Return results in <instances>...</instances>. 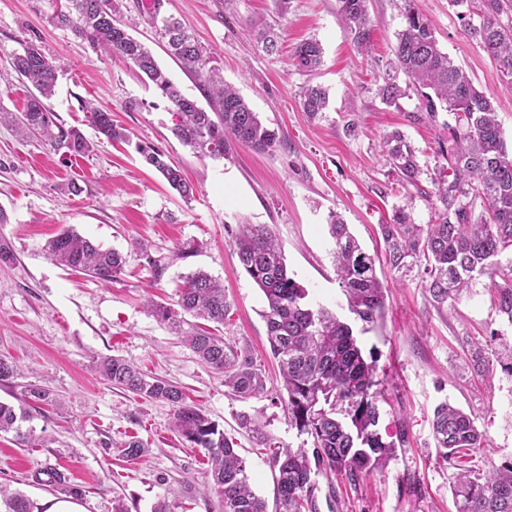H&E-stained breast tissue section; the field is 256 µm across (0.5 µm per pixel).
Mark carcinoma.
<instances>
[{"label":"carcinoma","mask_w":512,"mask_h":512,"mask_svg":"<svg viewBox=\"0 0 512 512\" xmlns=\"http://www.w3.org/2000/svg\"><path fill=\"white\" fill-rule=\"evenodd\" d=\"M354 47L370 52V0H337ZM404 26L396 33L389 70L378 85V96L388 106L415 93L420 101L417 122H435L445 111L448 136L437 142L436 166L426 194L434 222L417 224L405 206L394 209L390 222L379 225L383 253L371 254L350 233L348 225L333 213L328 233L334 240L336 281L349 310L365 324L374 323L385 307L384 284L377 264L407 277L417 273L428 304L452 308L480 279L490 281L495 310L512 324V262L502 264L501 255L512 251V150L508 149L497 121L493 98L479 90L448 53L441 50L430 21L404 0ZM464 22V30L495 62L503 77L512 80V0H448ZM161 0H154L150 21L164 42L167 53L198 81L210 110L185 95L151 50L117 22L119 0H65L53 14V22L70 30L93 50L117 53L130 60L152 84L174 116L172 135L199 157L220 160L235 143L265 152L279 141L277 131L265 126L249 103L224 83L215 58L175 17L161 15ZM479 22H473V17ZM257 43L275 54L280 35L265 21L252 23ZM322 47L315 39L301 42L293 52V64L312 72L322 62ZM11 71L0 72V82L17 79L32 87L24 111L11 113L0 106V120L9 118L17 134L35 137L54 151L71 155L91 153L96 143L79 128L63 124L45 101L55 93L61 64L47 59L40 47L25 42L14 53ZM404 83H399L400 77ZM329 95L321 86L301 92V108L315 118L327 109ZM79 109L98 134L112 143L128 142V130L114 122L112 113L91 101L78 99ZM388 163L401 187L419 186L424 173L411 144L399 131L383 139ZM144 161L153 167L178 194L189 200L193 187L182 170L168 163L159 149L138 147ZM233 245L240 265L265 298L261 316L266 324L270 352L277 360L288 422L306 439L296 448L277 447L271 454L275 471V512H317V477L329 489L335 482L355 487L396 456L406 443L404 429L388 441L380 429L378 398L382 385L377 378L378 359L365 352L353 327L335 312L308 300V290L288 273L281 246L268 224H242ZM57 263L78 269L102 284L123 272L125 257L104 249L72 230H64L47 244ZM156 319L167 325L192 347L211 369L224 374V387L244 400L268 393L267 377L245 346H239L203 329H184L185 316L217 325L229 319L231 304L224 286L198 271L182 278L175 306L148 302ZM499 333L474 337L468 342L465 367L483 377L494 366L512 377V344L497 348ZM97 367L110 383L139 398L168 403L174 429L196 448L205 450L207 484L219 499L222 512H268L264 499L251 489L246 462L235 449L233 438L219 430L203 411L187 401L183 390L159 377H149L119 356L106 357ZM24 411L0 402V433H13L24 445L32 434L23 431ZM238 425L259 446L272 447L265 425L247 414ZM436 447L441 457L457 469L452 494L456 512H512V456L484 470L473 463L470 451L482 445L483 434L471 415L447 402L436 406L432 421ZM149 448L132 438L124 443L122 456L137 462ZM32 479L65 494L82 496L81 486L65 473L44 465ZM27 496L0 486V512H37Z\"/></svg>","instance_id":"obj_1"}]
</instances>
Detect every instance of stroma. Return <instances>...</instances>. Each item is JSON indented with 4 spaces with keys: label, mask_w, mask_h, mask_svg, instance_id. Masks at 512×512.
I'll list each match as a JSON object with an SVG mask.
<instances>
[{
    "label": "stroma",
    "mask_w": 512,
    "mask_h": 512,
    "mask_svg": "<svg viewBox=\"0 0 512 512\" xmlns=\"http://www.w3.org/2000/svg\"><path fill=\"white\" fill-rule=\"evenodd\" d=\"M61 0H0V69L21 42L32 41L46 57L63 59L52 112L95 132L79 109V99L95 101L127 128L131 144L99 143L88 155L62 158L36 138L20 137L0 124V243L14 255L0 263V357L15 361L21 373L0 385V401L19 405L30 385L44 387L56 405L30 409L23 429L37 444L18 445L0 435V485L36 503L53 488L34 484L30 474L51 464L83 486L84 512H112L122 500L129 512H152L165 503L169 512H220L205 484L203 449L192 447L172 426V409L113 387L96 370L98 360L119 356L149 375L179 385L210 421L235 438L256 494L274 505L276 487L270 452L237 424L238 412L259 415L273 443L298 446L301 439L283 406L270 397L247 401L226 392L224 376L205 365L167 325L145 308L146 297L171 304L183 276L201 270L224 285L232 304L219 333L249 348L276 389L277 364L261 316L264 296L238 262L232 239L240 224H268L286 256L291 276L314 302L351 321L365 348L378 356L381 426L404 428L407 442L395 458L357 488L320 485L319 512H455L450 486L454 470L438 455L432 434L433 410L442 401L471 414L484 436L482 464L512 454V377L501 370L484 380L461 365L471 337L499 331L512 342V324L490 302L488 281H480L454 310L430 306L417 279H398L389 269L385 309L374 324L355 321L336 281L327 231L330 213H340L362 247L381 251L379 226L395 207L409 206L415 223L433 220L424 190L437 163L435 151L447 114L437 121L413 122L417 97L400 107L384 105L376 78L390 58L402 27L401 0H371V58L355 51L336 0H289L278 14L274 0H163L165 13L191 29L234 86L279 133L272 150L259 153L234 145L221 161L200 159L171 133L172 115L133 64L92 51L86 42L52 21ZM431 21L443 51L490 95L508 147L512 148V82L492 58L464 32L448 0H415ZM149 0H122L120 23L151 48L159 64L199 105H206L194 77L162 49L145 14ZM276 20L282 30L279 54H266L251 30L259 17ZM314 38L322 45L319 70L304 72L291 51ZM324 86L329 108L317 119L302 112L303 87ZM402 131L417 151L423 174L418 187L402 188L390 174L383 138ZM163 150L182 167L194 186L186 202L136 152V144ZM79 193H70L69 183ZM74 229L106 249L123 253L126 266L104 285L82 272L57 265L47 241ZM145 240L148 254L134 250ZM192 249L182 257L183 249ZM159 260L152 268L151 260ZM137 437L151 453L130 463L121 455L125 441Z\"/></svg>",
    "instance_id": "stroma-1"
}]
</instances>
